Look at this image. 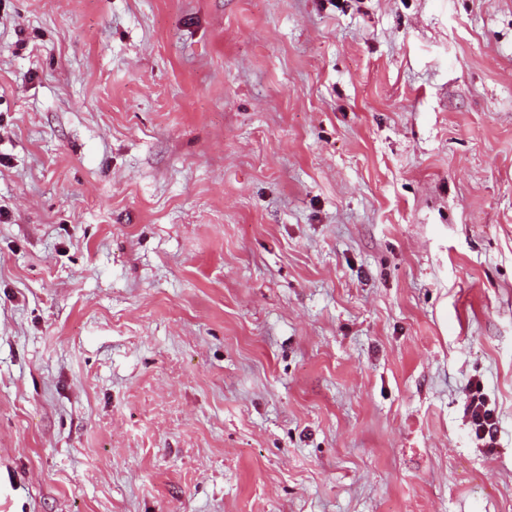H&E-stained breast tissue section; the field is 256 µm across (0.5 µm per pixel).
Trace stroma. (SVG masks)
Listing matches in <instances>:
<instances>
[{
    "instance_id": "obj_1",
    "label": "stroma",
    "mask_w": 512,
    "mask_h": 512,
    "mask_svg": "<svg viewBox=\"0 0 512 512\" xmlns=\"http://www.w3.org/2000/svg\"><path fill=\"white\" fill-rule=\"evenodd\" d=\"M0 512H512V0H0ZM467 411L475 436L490 445L494 444L497 435L494 409L489 408L483 398L474 396L470 399Z\"/></svg>"
}]
</instances>
